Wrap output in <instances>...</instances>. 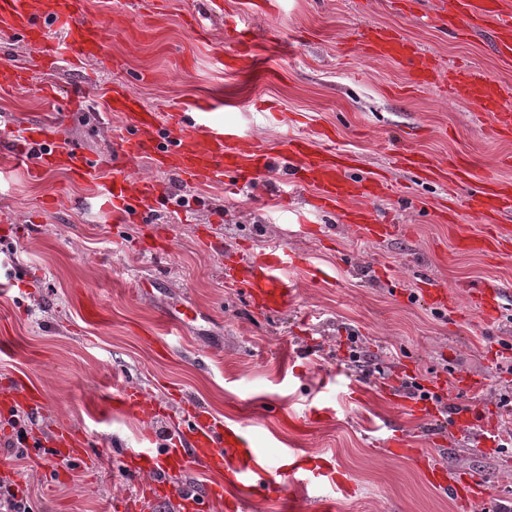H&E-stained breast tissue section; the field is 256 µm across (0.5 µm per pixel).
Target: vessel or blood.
<instances>
[{"label":"vessel or blood","mask_w":512,"mask_h":512,"mask_svg":"<svg viewBox=\"0 0 512 512\" xmlns=\"http://www.w3.org/2000/svg\"><path fill=\"white\" fill-rule=\"evenodd\" d=\"M505 0H450L437 17L439 27L456 37L467 36L473 30L491 32L499 59L512 66V8ZM86 0H53L48 9H37L33 0H0V21L19 33L23 40L49 59H63L78 64L87 59L107 60L109 39L105 30L87 20ZM360 51L371 57H387L405 69L412 84L424 85L435 81L434 68L419 56L400 31L364 24ZM450 90L459 97L479 99L491 114V132L496 137L512 136V104L507 103L493 78L482 77L466 70L447 79ZM108 108L123 113L129 125L127 134L112 143V152L119 164L103 158H90L78 149L55 145L50 125L36 124L24 135L12 136L7 149L13 160L32 164L36 168L62 167L74 176L102 178L104 205L112 212L115 223L128 222L139 203L162 195V188L150 180H133L127 161L149 158L157 166L173 171L185 182L193 184L223 183L226 174H236L230 190L252 187L262 171L270 169V161L260 168L247 171L236 151L239 134L235 127L210 120L209 111L197 102L187 100L179 105L183 122L179 130H170L156 113L141 111L135 93L123 84L110 91ZM290 183H304L305 172L316 173L317 207L328 210L340 201L363 199L373 194L369 177L358 175L355 164L341 150L328 146L323 151L312 149L307 135H289L287 148L280 163ZM454 175L469 203L480 212L492 214L512 209V188L497 187L493 178L476 175L468 167H456ZM469 249L486 253L500 252L504 238L492 219L485 230L467 237ZM294 262L287 248L277 245L271 251L240 260L230 274L232 281L244 288L258 308L287 307L296 294L287 270ZM504 293L498 284L486 282L470 292L471 305L485 319L497 315ZM9 392L0 404L22 402L27 409L42 410L45 393L39 385L19 377L8 384ZM144 395L135 387H125L112 398L115 412L125 414L141 410ZM174 439L161 448H139L140 472L151 473V480L140 483L138 495L144 502L157 503L167 497L168 480L187 468L199 465L223 474L224 482L206 486L191 497L194 512H210L214 501L224 503L225 512H243L244 502L224 495L231 485L253 493L266 494L277 489L278 478L287 479L293 487H322L327 491L322 500L324 512L332 506V495L340 483L331 470L321 464L307 465L294 450H286L280 460L261 456L254 446V434L245 426H232L215 419L202 408L182 407L178 412L160 415ZM56 452L67 459H84V441L72 432H61L53 439ZM428 480L436 488L447 491L457 512H469L473 502L485 499L484 482L452 469L432 465L426 468Z\"/></svg>","instance_id":"b4317fda"}]
</instances>
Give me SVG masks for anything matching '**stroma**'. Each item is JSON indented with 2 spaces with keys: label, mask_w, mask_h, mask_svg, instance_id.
Masks as SVG:
<instances>
[{
  "label": "stroma",
  "mask_w": 512,
  "mask_h": 512,
  "mask_svg": "<svg viewBox=\"0 0 512 512\" xmlns=\"http://www.w3.org/2000/svg\"><path fill=\"white\" fill-rule=\"evenodd\" d=\"M254 3L88 0L111 56L76 66L45 64L0 26V67L27 75L26 87L0 89V135L51 122L58 144L111 156L126 123L106 99L120 83L149 112L171 114L183 99L210 104L213 121L236 126L244 142L272 155L288 132L280 115L298 114L300 133L329 129L362 169L386 170L388 190L354 206L401 232L356 231L342 210L317 211L312 188L288 185L280 172L235 193L182 182L147 159L129 162L133 178L156 181L165 194L115 225L101 209L100 181L61 170L34 180L1 150L0 381L28 378L47 404L33 418L39 447L20 460L0 453V476L28 490L39 512H148L122 508L136 493L128 451L149 430L143 413L112 409L113 394L132 385L160 404L189 401L247 425L261 454L297 448L330 466L344 484L335 512H456L427 482V461L483 480L484 512L512 504V446L491 440L501 430L495 392L512 389V372L495 367L498 349L512 348V254L469 251L459 232H482L480 216L464 198L449 201L447 180L392 163L404 150L512 183V165L502 162L512 137L492 136L479 101L452 98L441 83L410 88L402 67L365 57L357 43L365 23L390 26L440 71L466 67L510 92L512 66L500 62L489 35L448 40L436 24L438 0H419L411 16L395 0H276L264 13ZM191 13L199 30L185 23ZM230 19L254 33L249 60L233 67L221 63L235 52L224 39ZM45 86L57 96L44 97ZM76 90L90 107L70 106ZM179 193L190 207L177 206ZM154 228L167 242L149 253ZM275 244L298 258L288 270L298 292L287 308L262 310L226 282L224 261ZM423 279L450 290L453 307L426 301ZM482 281L508 290L489 322L467 298ZM88 299L102 304L103 321H84ZM354 344L362 349L356 362ZM463 376L478 388L461 391ZM412 377L484 413L486 436L473 438L435 413L406 412L403 383ZM60 431L83 437L85 463L58 464L49 447ZM395 434L417 457L383 452ZM217 479L200 466L173 477L156 512H186L184 495Z\"/></svg>",
  "instance_id": "35a3bbf8"
}]
</instances>
